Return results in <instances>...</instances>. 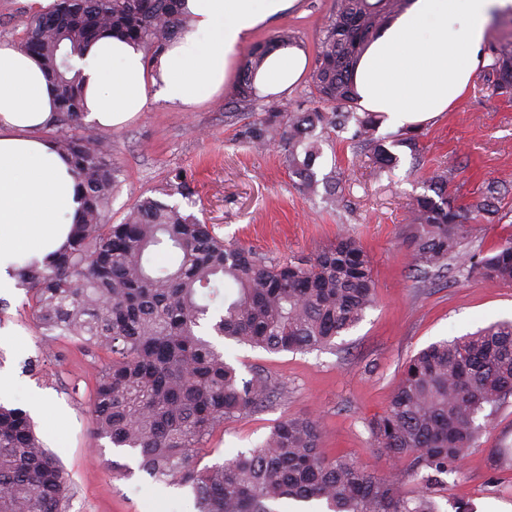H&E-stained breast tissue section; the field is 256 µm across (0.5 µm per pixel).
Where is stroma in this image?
<instances>
[{"label":"stroma","mask_w":512,"mask_h":512,"mask_svg":"<svg viewBox=\"0 0 512 512\" xmlns=\"http://www.w3.org/2000/svg\"><path fill=\"white\" fill-rule=\"evenodd\" d=\"M335 0H301L299 9L254 36L261 42L287 29L308 54H315ZM485 57L467 91L448 111L417 125L418 150L401 149L393 171L353 150L350 135L323 137L318 175L333 176L341 192L335 203L302 192L276 147L255 149L238 135L224 105L232 92L188 111L151 104L127 124L105 130L120 184L109 216L118 223L144 196L214 225L225 241L251 248L283 263L308 256L348 233L372 260L376 303L363 320L336 340L332 350L269 353L233 342L218 349L244 376L271 377L280 389L276 402L253 414L226 420L200 448V465L223 462L240 449L254 448L287 414L317 418L330 453H353L365 469L384 465L371 445L370 425L387 405L404 363L422 348L454 340L499 321L512 320V287L470 273L451 261L441 273H420L402 241L411 204L426 193L430 177L447 174L448 194L465 206L489 183L506 187L498 211L479 225L463 250L485 252L512 233V98L497 93ZM186 173L195 193L168 194L174 173ZM0 402L31 415L46 448L60 460L72 482L70 512H196L189 488L150 478L130 449L97 438L91 417L95 378L107 360L101 349L75 339L39 336L24 288L0 292ZM42 358L40 371L24 364ZM493 426L463 462V477L441 491L440 512L470 502L474 512H512V474L492 473L486 450L512 447V397L492 415ZM115 460L120 471L108 470Z\"/></svg>","instance_id":"obj_1"}]
</instances>
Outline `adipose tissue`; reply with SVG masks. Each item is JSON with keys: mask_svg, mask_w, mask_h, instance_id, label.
<instances>
[{"mask_svg": "<svg viewBox=\"0 0 512 512\" xmlns=\"http://www.w3.org/2000/svg\"><path fill=\"white\" fill-rule=\"evenodd\" d=\"M299 0H184L191 30L153 64L116 35L94 41L73 66L83 80L85 119L118 127L149 103L189 110L230 86L241 48L297 8ZM512 0H409L368 43L352 75L367 112L397 126L439 116L465 92L494 14ZM308 55L295 44L272 50L253 78L261 97H285ZM52 84L37 59L0 43V288L17 257L44 261L66 241L82 195L70 161L44 131L55 110Z\"/></svg>", "mask_w": 512, "mask_h": 512, "instance_id": "ef3b65f1", "label": "adipose tissue"}]
</instances>
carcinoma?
I'll return each instance as SVG.
<instances>
[{"label": "carcinoma", "mask_w": 512, "mask_h": 512, "mask_svg": "<svg viewBox=\"0 0 512 512\" xmlns=\"http://www.w3.org/2000/svg\"><path fill=\"white\" fill-rule=\"evenodd\" d=\"M407 3L336 0L310 75L312 96L332 109L269 107L239 129L254 147L276 146L304 193L315 196L322 187L325 199L336 202V182L316 176L318 128L354 126L352 146L382 168L397 166L396 148L417 150V135L409 131L377 136L383 116L355 112L351 84L367 43ZM180 5L53 0L27 16L21 48L41 60L54 83L56 143L71 157L83 193L82 213L52 260L15 266L41 334L75 336L109 353L96 376L95 434L136 451L150 477L190 488L199 512H288L290 500L314 501L324 512H439L437 491L462 474L461 460L491 426L486 407L512 396V321L432 343L404 364L371 426L372 446L402 463L401 475L367 472L347 454L329 455L322 424L304 414L278 421L259 447L199 467L198 450L211 434L224 421L265 407L276 389L268 377H243L208 337L271 353L321 349L360 323L374 304L375 283L367 252L349 234L280 264L225 242L213 225L153 197L139 200L120 223L110 222L118 168L107 138L83 123L72 59L105 32L138 43L153 59L184 31ZM294 40L284 30L250 48L224 111H255V70L269 49ZM490 51L495 89L512 90V39L493 42ZM500 197L491 184L471 206H457L447 176L436 177L431 193L415 198L404 226L415 266L448 268L477 217L496 213ZM159 245L169 256L164 264L150 259ZM468 263L485 279L512 284V234ZM217 300L223 313L213 316L210 303ZM486 461L494 473L512 472V448L494 445ZM69 499L67 475L29 415L0 404V512H69Z\"/></svg>", "instance_id": "cac0c4a2"}]
</instances>
